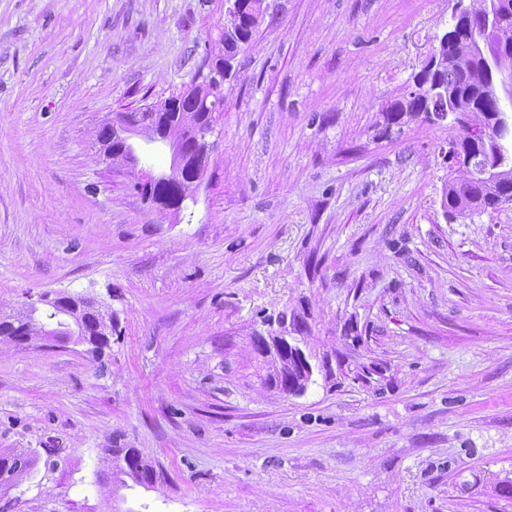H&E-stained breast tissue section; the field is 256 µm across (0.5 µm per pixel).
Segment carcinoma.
I'll return each instance as SVG.
<instances>
[{"instance_id":"carcinoma-1","label":"carcinoma","mask_w":512,"mask_h":512,"mask_svg":"<svg viewBox=\"0 0 512 512\" xmlns=\"http://www.w3.org/2000/svg\"><path fill=\"white\" fill-rule=\"evenodd\" d=\"M484 0H472L471 13L460 17L455 25L458 28L459 41L451 51V57L443 59L433 71H420L415 80L419 82H435L441 86V93L447 96L449 104L471 112L477 121H486L489 114L497 110L496 100L490 88V78L477 51L469 43L468 34L471 26L484 17ZM264 0H242L236 7L228 6L224 17V30L220 36L222 49L216 55L218 59H233L243 44L250 42L254 28L259 24L263 14ZM208 90L204 89L193 96H179L178 111L165 116L147 105L130 112L123 113L126 124L147 133L158 131L161 127L176 130L186 123L205 124L207 113L215 110V106L206 104ZM430 103L424 96H411L404 103H398L391 110V120H396L402 112L424 113ZM496 145L491 141H474L470 143V151L481 163L490 162L495 153ZM190 177L181 179H159L153 192L159 196L180 198L190 189ZM512 195V173L492 172L486 178L473 179L462 170L454 171L448 178V188L443 196L444 207L450 213L464 214L474 211H485L497 208L496 201L500 196ZM73 323L75 334L67 339L75 342L95 343L104 346L109 335L98 329V315L95 304L87 299L74 310ZM55 325L51 320V312L44 313L39 319L32 314L19 310L10 313L0 312V338L20 343L35 342L44 336V327ZM110 465L107 479L113 484H125L126 479L140 485H151L156 482V472L141 451L137 448L108 449ZM38 463V455L29 448L0 449V496L7 495L11 489L27 478Z\"/></svg>"}]
</instances>
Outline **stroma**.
<instances>
[{"instance_id": "obj_1", "label": "stroma", "mask_w": 512, "mask_h": 512, "mask_svg": "<svg viewBox=\"0 0 512 512\" xmlns=\"http://www.w3.org/2000/svg\"><path fill=\"white\" fill-rule=\"evenodd\" d=\"M265 4L174 216L96 134L191 84L224 0H0V310L115 326L98 359L0 341V448L40 455L0 512H512V205L448 220L454 129L389 114L456 0ZM282 314L302 396L252 341ZM107 479L112 484L125 485L124 477L136 484L151 485L156 482V472L141 451L137 448H108Z\"/></svg>"}]
</instances>
